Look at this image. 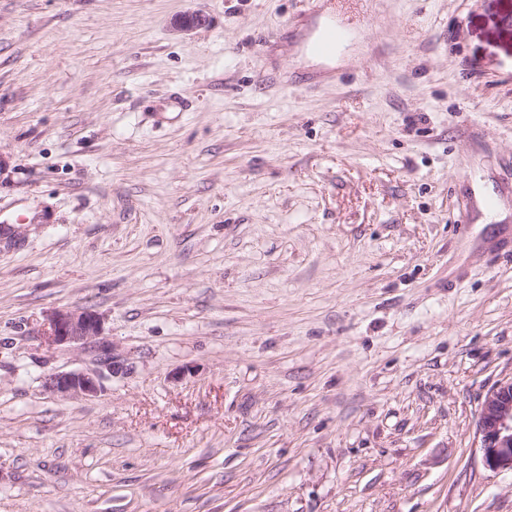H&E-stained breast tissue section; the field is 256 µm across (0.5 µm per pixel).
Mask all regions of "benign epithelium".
Instances as JSON below:
<instances>
[{"mask_svg": "<svg viewBox=\"0 0 512 512\" xmlns=\"http://www.w3.org/2000/svg\"><path fill=\"white\" fill-rule=\"evenodd\" d=\"M208 24L200 12L187 13L172 23L177 32H188ZM42 344L48 349L58 346L93 344L99 369L91 372L69 371L52 373L44 386L60 397H93L102 390L104 374L115 376L127 371L124 361L115 353L113 343L103 336L102 319L85 308L55 309L46 316L42 329ZM479 450L488 468L512 471V378L502 380L482 398L477 421Z\"/></svg>", "mask_w": 512, "mask_h": 512, "instance_id": "7a95c632", "label": "benign epithelium"}]
</instances>
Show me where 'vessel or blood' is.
<instances>
[{
    "label": "vessel or blood",
    "instance_id": "1",
    "mask_svg": "<svg viewBox=\"0 0 512 512\" xmlns=\"http://www.w3.org/2000/svg\"><path fill=\"white\" fill-rule=\"evenodd\" d=\"M370 4L371 0H329L328 16L312 51L324 56L341 52L356 39L361 25L370 20Z\"/></svg>",
    "mask_w": 512,
    "mask_h": 512
}]
</instances>
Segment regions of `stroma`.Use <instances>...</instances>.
<instances>
[{"label": "stroma", "instance_id": "stroma-1", "mask_svg": "<svg viewBox=\"0 0 512 512\" xmlns=\"http://www.w3.org/2000/svg\"><path fill=\"white\" fill-rule=\"evenodd\" d=\"M315 5L0 0V512H512V0ZM327 19L311 50L319 55L330 56L341 52L358 36L361 25L372 18L371 0H327ZM41 336L42 344L48 350L64 345L92 343L98 356L100 370L49 374L44 386L53 395L93 397L102 390L104 371L112 377L127 371L124 361L115 353L113 343L103 336L102 319L95 311L85 308L55 309L47 314ZM477 434L485 466L512 472V378L500 381L482 398Z\"/></svg>", "mask_w": 512, "mask_h": 512}]
</instances>
